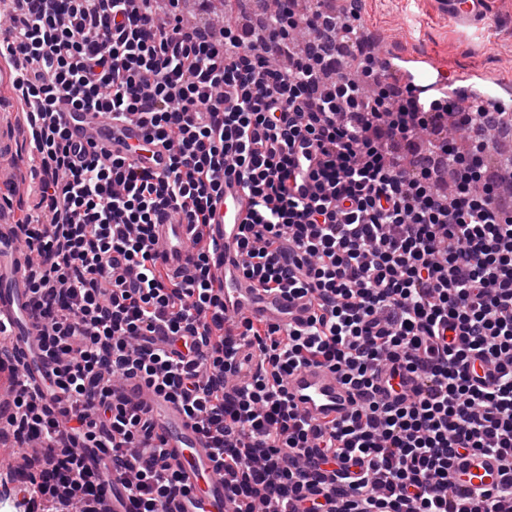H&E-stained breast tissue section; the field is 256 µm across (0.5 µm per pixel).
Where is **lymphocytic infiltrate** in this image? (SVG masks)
Returning a JSON list of instances; mask_svg holds the SVG:
<instances>
[{
    "label": "lymphocytic infiltrate",
    "instance_id": "obj_1",
    "mask_svg": "<svg viewBox=\"0 0 512 512\" xmlns=\"http://www.w3.org/2000/svg\"><path fill=\"white\" fill-rule=\"evenodd\" d=\"M300 2L216 30L151 0H13L0 22L30 73L20 110L45 120L38 213L14 233L53 367L0 418L42 453L23 512H111L116 481L131 512L181 493L150 412L117 393L132 379L210 441L231 512H512V165L491 164L512 113L422 103L360 39L359 0ZM67 109L138 120L169 172L73 145ZM228 177L252 202L244 276L307 298L306 323L225 317L202 229ZM174 217L196 230L185 275L157 261L153 227ZM311 364L354 390L349 419L315 426L289 401ZM388 367L413 396L376 399ZM463 450L499 459L494 508L454 494Z\"/></svg>",
    "mask_w": 512,
    "mask_h": 512
}]
</instances>
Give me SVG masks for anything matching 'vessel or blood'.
I'll return each instance as SVG.
<instances>
[{"instance_id":"vessel-or-blood-1","label":"vessel or blood","mask_w":512,"mask_h":512,"mask_svg":"<svg viewBox=\"0 0 512 512\" xmlns=\"http://www.w3.org/2000/svg\"><path fill=\"white\" fill-rule=\"evenodd\" d=\"M437 13L457 26L470 29L492 24L490 0H433ZM386 74L411 85L415 94L429 96L447 92L449 100L482 96L502 105L512 96V86L491 87L476 74L434 71L427 57L394 49L384 53ZM74 141L94 147L99 155H122L154 172H164L169 152L158 142H148L139 121H114L107 115L64 112L60 115ZM35 144L31 127L16 123L0 113V187L9 184L18 167L14 162L19 142ZM250 212L248 196L235 183L224 185V194L214 203V216L204 234L214 246L211 272L215 288L224 294V313L251 320L288 323L307 320L310 307L303 298L280 293L267 294L255 288L241 272L242 256L237 247L240 224ZM15 215L0 206V323L9 322L14 345L23 354L31 380L40 381L50 365L40 346V331L33 317L30 291L25 279V257L12 240ZM159 243L158 261L170 272L183 274L192 267V225L175 222L155 227ZM286 388L292 401L312 423L339 422L355 407L353 391L329 367L309 365L289 375ZM123 395L143 404L153 416L155 430L175 464L185 491L169 500L165 512H228L224 478L205 437L187 420L178 403L165 400L152 387L138 384L123 387ZM450 483L462 495L473 497L494 491L502 481L497 459L475 451L461 453L449 475Z\"/></svg>"}]
</instances>
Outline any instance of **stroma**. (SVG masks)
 <instances>
[{
  "label": "stroma",
  "instance_id": "obj_1",
  "mask_svg": "<svg viewBox=\"0 0 512 512\" xmlns=\"http://www.w3.org/2000/svg\"><path fill=\"white\" fill-rule=\"evenodd\" d=\"M497 24L463 29L432 9V0H362L360 22L384 46L431 56L452 71H479L487 81L512 84V0H492Z\"/></svg>",
  "mask_w": 512,
  "mask_h": 512
}]
</instances>
